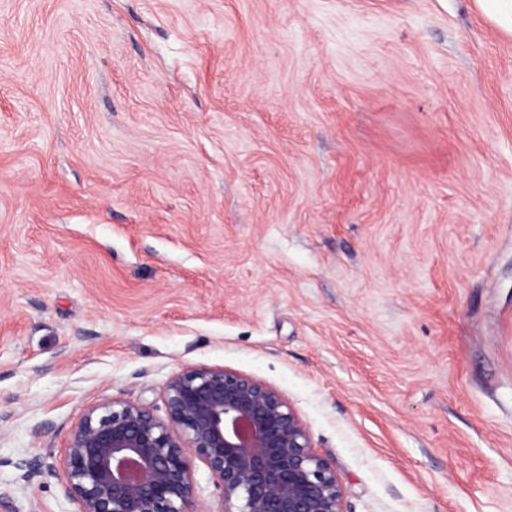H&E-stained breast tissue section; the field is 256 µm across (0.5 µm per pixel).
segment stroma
I'll list each match as a JSON object with an SVG mask.
<instances>
[{"instance_id": "1", "label": "stroma", "mask_w": 512, "mask_h": 512, "mask_svg": "<svg viewBox=\"0 0 512 512\" xmlns=\"http://www.w3.org/2000/svg\"><path fill=\"white\" fill-rule=\"evenodd\" d=\"M193 364L284 393L344 512H512V40L471 0H0V490Z\"/></svg>"}]
</instances>
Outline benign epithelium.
<instances>
[{"label": "benign epithelium", "instance_id": "benign-epithelium-1", "mask_svg": "<svg viewBox=\"0 0 512 512\" xmlns=\"http://www.w3.org/2000/svg\"><path fill=\"white\" fill-rule=\"evenodd\" d=\"M165 414L104 398L71 426L65 454L1 459L17 490L56 480L73 512H200L195 463L222 489V512H343V489L288 398L238 371L189 365L166 381Z\"/></svg>", "mask_w": 512, "mask_h": 512}]
</instances>
